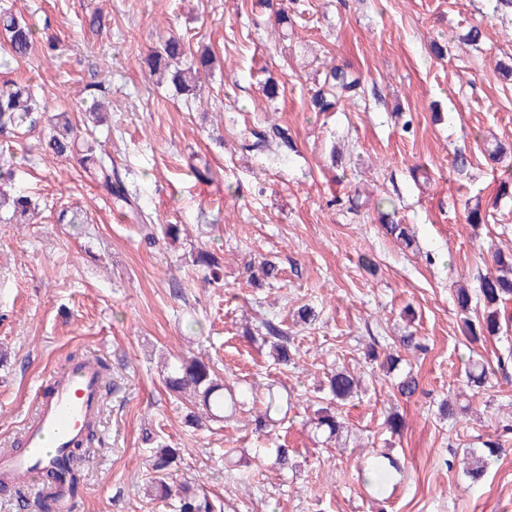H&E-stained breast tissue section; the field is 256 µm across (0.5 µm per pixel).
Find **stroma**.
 <instances>
[{
	"label": "stroma",
	"instance_id": "35a3bbf8",
	"mask_svg": "<svg viewBox=\"0 0 512 512\" xmlns=\"http://www.w3.org/2000/svg\"><path fill=\"white\" fill-rule=\"evenodd\" d=\"M279 2L290 17L284 37L264 0H0L49 21L61 46L49 58L36 42L25 61L0 68V81L30 85L48 115L68 113L78 126L105 84V118L88 141L152 221L135 223L77 161L46 154L44 129L0 145L15 190L37 206L30 223L0 219V451L13 449L50 374L85 355L107 360L113 389L74 512H170L145 493L151 433L180 451L170 480L203 490L215 512H512V300L500 306V335L475 344L455 303L458 285L478 290L489 246L512 249V195L499 193L512 157L495 164L486 154L496 141L512 146V80L502 74L512 11L494 16L492 0ZM479 22L482 43L463 44ZM172 35L214 59L196 96L175 94L145 64ZM333 66L361 74L362 91L313 111ZM269 77L280 85L273 101L260 87ZM275 124L291 149L242 150L243 129ZM459 151L470 160L462 172ZM384 200L416 249H400L379 223ZM468 204L487 222L468 224ZM63 209L83 213L80 230L57 223ZM169 224L177 237L164 234ZM201 248L220 261L218 282L193 265ZM266 259L280 275L261 286L249 267ZM304 305L315 322L298 318ZM268 319L292 337L294 364L274 361ZM407 332L426 352H403L389 374L369 364V346L384 350ZM175 355L208 362L236 392L273 385L288 410L267 434L255 431L264 406L252 400L189 427L164 384L163 362ZM473 359L492 369L477 392L464 378ZM339 366L362 386L338 410L340 438L326 444L311 420ZM408 373L418 388L398 395ZM445 401L458 407L454 418L441 414ZM274 436L294 449L292 471L275 465ZM488 440L502 451L471 478L463 452L484 453ZM380 455L404 466L395 495L364 482Z\"/></svg>",
	"mask_w": 512,
	"mask_h": 512
}]
</instances>
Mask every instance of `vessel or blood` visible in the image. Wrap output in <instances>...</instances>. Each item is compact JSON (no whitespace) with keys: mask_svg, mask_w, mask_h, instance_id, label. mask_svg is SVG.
Segmentation results:
<instances>
[{"mask_svg":"<svg viewBox=\"0 0 512 512\" xmlns=\"http://www.w3.org/2000/svg\"><path fill=\"white\" fill-rule=\"evenodd\" d=\"M100 415L96 364L81 360L57 372L23 428L21 451L0 454V480L15 484L20 477L39 476L64 449L74 447L84 426Z\"/></svg>","mask_w":512,"mask_h":512,"instance_id":"vessel-or-blood-1","label":"vessel or blood"}]
</instances>
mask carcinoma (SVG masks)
<instances>
[{
  "instance_id": "obj_1",
  "label": "carcinoma",
  "mask_w": 512,
  "mask_h": 512,
  "mask_svg": "<svg viewBox=\"0 0 512 512\" xmlns=\"http://www.w3.org/2000/svg\"><path fill=\"white\" fill-rule=\"evenodd\" d=\"M38 33L35 23L16 15L9 7L0 8V40L3 41V47L7 48L8 59L16 63L27 59ZM184 56V43L172 35L148 57V69L154 74L168 75L176 92H193L196 89V75L200 70L210 68L213 59L203 54L188 64L184 61ZM361 85L362 80L358 74L338 66L333 67L324 74L321 86L312 98V106L318 112L334 110L342 101L356 97ZM44 122L49 125L45 140L46 151L57 159L71 157L78 137V129L71 119L61 114L48 119L44 108L29 89L14 81L0 84L1 136H9L24 128L30 130ZM243 136L242 146L246 150L263 147L268 143L266 133H260L255 129L244 131ZM79 164L94 176L101 192L124 204L131 213H136L135 204L122 183L112 179V166L97 157L92 147H87L85 153L81 154ZM14 179V170L8 168L0 171V211H11V217L18 218V223L22 224L33 205L28 196L5 190V186ZM379 221L384 224L388 234L405 247L410 248L415 243L413 231L408 225L399 222L395 213L382 212ZM490 257L495 271L480 279L478 298H473L467 288L458 289L455 296L459 311L466 314L462 333L471 342L483 341L499 333L500 304L512 299V252L505 253L496 249L490 253ZM193 263L207 267L212 280L220 278L221 268L208 251L198 250ZM475 301L482 305V313L471 319L467 317V313ZM263 328L264 341L269 343L274 361L283 365L293 361L288 331L273 320L264 322ZM167 369V388L174 393L187 396L189 402L202 406L201 413H190V417L196 422L203 416L209 419L220 418L227 408L234 409L244 403L242 398L219 383L213 369L197 357H177L167 364ZM489 375L491 368L483 362L475 361L466 371L467 385L475 390L480 389L488 382ZM357 388V379L345 367L331 372L327 377V390L334 402L352 397ZM314 424L316 429L330 438L335 437L341 428L338 416L326 408L317 412ZM97 442V431L92 426L84 441L72 448L59 464L45 472L43 482L47 493L37 503L38 512H57L56 503L61 497L77 496L83 482L85 462L89 460L90 454L95 452L93 445ZM272 445L271 453L276 464L283 470L293 467L294 450L275 441ZM175 459V449L163 445L155 448L154 453L150 455V467L154 476L149 478L148 495L163 500L176 498V512H213V505L207 496L189 492L186 485L174 488L166 482ZM383 472L392 476L400 474L399 461L385 456L371 461L370 484L378 489L382 487Z\"/></svg>"
}]
</instances>
